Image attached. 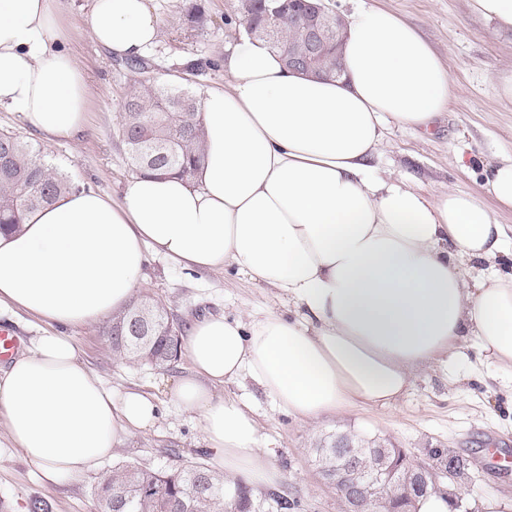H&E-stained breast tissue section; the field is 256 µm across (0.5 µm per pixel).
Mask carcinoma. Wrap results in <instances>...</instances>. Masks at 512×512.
Here are the masks:
<instances>
[{
    "label": "carcinoma",
    "instance_id": "cac0c4a2",
    "mask_svg": "<svg viewBox=\"0 0 512 512\" xmlns=\"http://www.w3.org/2000/svg\"><path fill=\"white\" fill-rule=\"evenodd\" d=\"M273 13L268 0H238L235 6L246 32L267 33V46L288 57V42L301 37L300 24L318 0H281ZM336 43H326L320 70L306 71L323 77L336 67ZM123 66L139 74L125 96L117 144L135 174L176 175L189 179L204 159L206 133L198 114L200 102L190 90L187 75L204 67H219L216 60H197L185 75L157 81L144 58ZM79 184L54 164L39 158L31 145L11 131H0V231H12L35 210L51 204ZM116 360L164 368L176 361L181 325L169 317L165 306L148 294H137L126 310L104 327ZM329 435L319 440L315 452L331 467L336 457ZM97 512H252L250 490L238 487L232 507L224 503V475L201 461H188L171 471H156L132 463H117L95 487Z\"/></svg>",
    "mask_w": 512,
    "mask_h": 512
}]
</instances>
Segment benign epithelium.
I'll list each match as a JSON object with an SVG mask.
<instances>
[{"mask_svg": "<svg viewBox=\"0 0 512 512\" xmlns=\"http://www.w3.org/2000/svg\"><path fill=\"white\" fill-rule=\"evenodd\" d=\"M333 29L336 30V38L343 39L342 16L322 5L317 7L306 23L302 39L288 48V69L298 72L310 64L317 56L323 37ZM387 456L388 453H383L380 462L371 470L346 463L334 471L323 467L316 468V471L322 480L336 488L343 512H368L377 493L383 489L397 498L410 499L416 492L438 488L435 473L424 467H415L408 477L397 476L396 468L391 466Z\"/></svg>", "mask_w": 512, "mask_h": 512, "instance_id": "1", "label": "benign epithelium"}]
</instances>
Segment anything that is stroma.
<instances>
[{
    "instance_id": "obj_1",
    "label": "stroma",
    "mask_w": 512,
    "mask_h": 512,
    "mask_svg": "<svg viewBox=\"0 0 512 512\" xmlns=\"http://www.w3.org/2000/svg\"><path fill=\"white\" fill-rule=\"evenodd\" d=\"M347 16L369 6L396 13L415 27L450 70L455 86L449 109L428 129L391 127L374 164L380 172L414 183L428 193L458 190L476 193L487 168L512 159V101L498 94L499 83L512 74V33L497 32L475 14L469 0H327ZM201 4L204 23H192L191 4ZM235 0H149L159 20V38L148 58L159 80H170L188 59L220 58L241 30L225 24ZM70 26L69 48L84 70L89 87V120L77 139H47L21 115L0 109V130L22 136L40 157L52 162L87 188L120 198L132 172L113 133L124 96L136 78L118 66V58L98 46L86 25L91 0H61ZM139 292L152 295L177 321L224 312L245 317L272 309L287 311L276 289L238 271H193L151 258ZM103 322L71 329L88 366L115 391L149 392L162 400L155 428L124 441L103 471L132 462L169 470L208 453L190 415L167 399V392L189 366L186 355L162 370L129 366L113 359L102 333ZM495 365L473 345H465L448 363L417 368L409 390L391 407H363L303 422L279 411L251 380L226 385L225 393L252 402L259 433L284 480L276 494L255 502L257 512H342L335 490L316 472L312 450L322 436L354 434L389 439L413 463L438 475L441 491H464L468 512H512V391L499 388ZM461 460L460 473L441 465L445 456ZM98 475L64 486L37 481L17 451L0 452V512H95ZM288 502L280 510L277 499Z\"/></svg>"
}]
</instances>
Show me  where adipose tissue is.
<instances>
[{"label": "adipose tissue", "instance_id": "1", "mask_svg": "<svg viewBox=\"0 0 512 512\" xmlns=\"http://www.w3.org/2000/svg\"><path fill=\"white\" fill-rule=\"evenodd\" d=\"M88 27L124 58L146 57L159 35L149 0H92ZM69 37L60 0H0V107L48 138L88 125ZM341 64V79L306 77L240 35L224 59L230 84L204 93L206 159L191 179L137 175L118 200L70 191L0 234V318L44 323L0 368V428L42 483L94 473L161 415L155 396L106 387L65 334L125 308L153 255L237 267L293 308L192 317L181 337L189 368L169 399L202 433L225 503L238 486L282 482L252 407L225 384L250 378L312 422L393 405L414 368L471 340L512 386V237L486 205L512 209V159L477 194H427L377 172L369 161L390 126L416 130L447 110L449 71L379 7L349 16ZM465 259L486 272L467 279Z\"/></svg>", "mask_w": 512, "mask_h": 512}]
</instances>
